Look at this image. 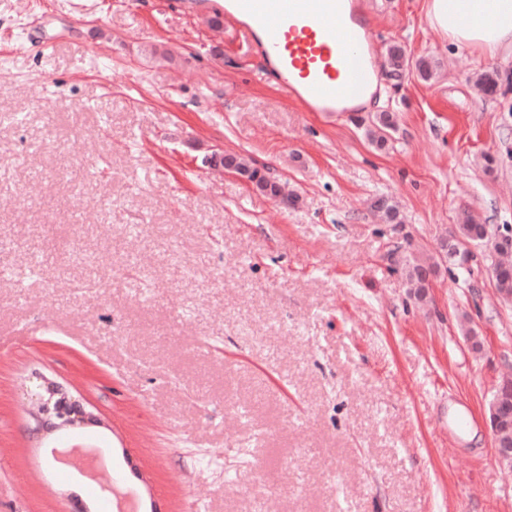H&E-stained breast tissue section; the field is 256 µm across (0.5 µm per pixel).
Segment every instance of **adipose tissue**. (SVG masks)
Listing matches in <instances>:
<instances>
[{"label": "adipose tissue", "instance_id": "ef3b65f1", "mask_svg": "<svg viewBox=\"0 0 512 512\" xmlns=\"http://www.w3.org/2000/svg\"><path fill=\"white\" fill-rule=\"evenodd\" d=\"M428 18L457 48L512 51V0H431Z\"/></svg>", "mask_w": 512, "mask_h": 512}]
</instances>
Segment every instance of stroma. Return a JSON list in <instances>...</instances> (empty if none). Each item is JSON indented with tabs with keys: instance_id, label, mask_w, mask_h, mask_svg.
<instances>
[{
	"instance_id": "obj_1",
	"label": "stroma",
	"mask_w": 512,
	"mask_h": 512,
	"mask_svg": "<svg viewBox=\"0 0 512 512\" xmlns=\"http://www.w3.org/2000/svg\"><path fill=\"white\" fill-rule=\"evenodd\" d=\"M364 2L383 99L309 112L216 0H0V512H107L50 454L76 443L138 512H512L488 412L512 300L483 257L439 260L463 213L512 227V90L474 91L512 55L457 49L429 0ZM395 42L435 77L391 78ZM398 242L440 263L428 303ZM395 128L393 116L389 112L377 113L372 119L368 135L379 148H384L389 140L390 132ZM228 158H225L224 162L228 165L232 166L226 168L225 170L236 171L242 177L248 179L252 185L258 191L269 195L274 198L284 199L282 194V189L279 183L273 178L267 170H262L257 167L251 166L245 159L237 156V155H227ZM235 169V170H234Z\"/></svg>"
}]
</instances>
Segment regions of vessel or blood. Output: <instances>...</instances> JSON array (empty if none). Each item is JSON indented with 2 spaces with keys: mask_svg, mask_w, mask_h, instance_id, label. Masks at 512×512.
I'll use <instances>...</instances> for the list:
<instances>
[{
  "mask_svg": "<svg viewBox=\"0 0 512 512\" xmlns=\"http://www.w3.org/2000/svg\"><path fill=\"white\" fill-rule=\"evenodd\" d=\"M224 12L262 56L261 78L310 111H342L352 86L372 79L368 67L355 75L347 68L349 57L364 56L371 45L348 0H227Z\"/></svg>",
  "mask_w": 512,
  "mask_h": 512,
  "instance_id": "1",
  "label": "vessel or blood"
}]
</instances>
